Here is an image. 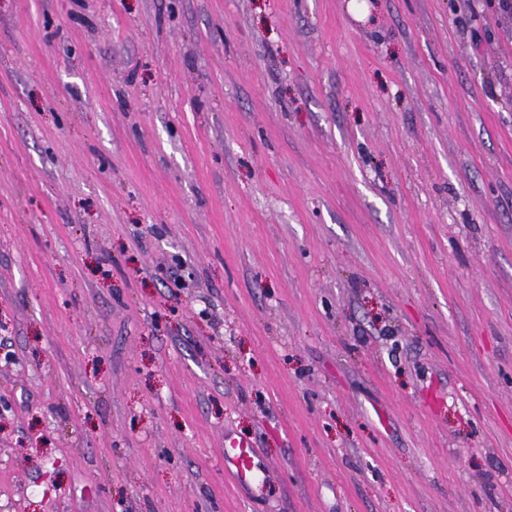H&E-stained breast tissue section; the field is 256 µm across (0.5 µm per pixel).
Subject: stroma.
<instances>
[{
	"label": "stroma",
	"instance_id": "obj_1",
	"mask_svg": "<svg viewBox=\"0 0 512 512\" xmlns=\"http://www.w3.org/2000/svg\"><path fill=\"white\" fill-rule=\"evenodd\" d=\"M0 512H512V11L0 0ZM224 471L253 497L264 495L271 481L270 468L254 445L229 433L224 434Z\"/></svg>",
	"mask_w": 512,
	"mask_h": 512
}]
</instances>
